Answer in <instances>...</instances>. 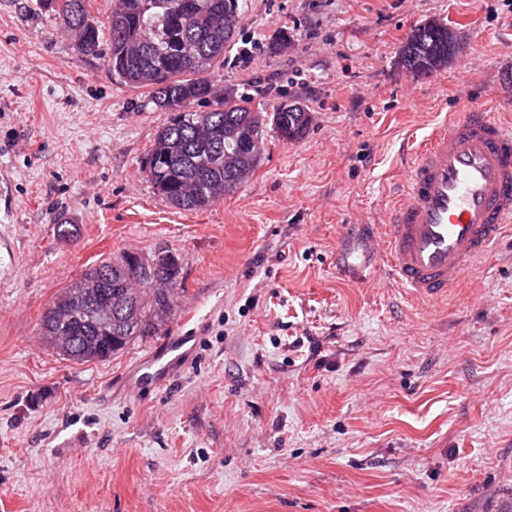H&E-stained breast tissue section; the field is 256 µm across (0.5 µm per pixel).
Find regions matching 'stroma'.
Returning <instances> with one entry per match:
<instances>
[{"label": "stroma", "mask_w": 512, "mask_h": 512, "mask_svg": "<svg viewBox=\"0 0 512 512\" xmlns=\"http://www.w3.org/2000/svg\"><path fill=\"white\" fill-rule=\"evenodd\" d=\"M239 9L260 44L216 92L311 122L266 131L252 176L190 212L142 173L169 118L147 89L41 0H0V512H512V231L436 302L338 268L397 201L407 142L464 97L512 114V0ZM430 20L463 49L423 77L398 55ZM161 248L184 283L165 331L84 364L44 342L85 269ZM188 332L169 382L126 383ZM308 111L296 103H281L271 113L272 129L282 142H294L307 132L310 120Z\"/></svg>", "instance_id": "35a3bbf8"}]
</instances>
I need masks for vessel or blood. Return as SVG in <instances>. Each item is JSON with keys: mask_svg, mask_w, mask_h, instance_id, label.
<instances>
[{"mask_svg": "<svg viewBox=\"0 0 512 512\" xmlns=\"http://www.w3.org/2000/svg\"><path fill=\"white\" fill-rule=\"evenodd\" d=\"M512 226V125L489 110L453 113L412 152L402 201L363 251L383 256L387 275L411 295L447 298L469 268L489 255ZM186 353L169 343L156 357L160 373Z\"/></svg>", "mask_w": 512, "mask_h": 512, "instance_id": "b4317fda", "label": "vessel or blood"}]
</instances>
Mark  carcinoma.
Returning a JSON list of instances; mask_svg holds the SVG:
<instances>
[{"instance_id": "carcinoma-1", "label": "carcinoma", "mask_w": 512, "mask_h": 512, "mask_svg": "<svg viewBox=\"0 0 512 512\" xmlns=\"http://www.w3.org/2000/svg\"><path fill=\"white\" fill-rule=\"evenodd\" d=\"M58 13L73 33L75 48L99 55L108 42L112 73L133 88L150 90V102L170 113L157 132L143 172L154 191L172 206L205 210L235 191L251 170L243 156L258 152L270 124L279 140L294 142L307 132L308 111L282 103L271 119L233 98L210 100V74L224 67L239 23L224 27V16L239 18L238 0H118L105 21L96 20L88 0H58ZM404 66L429 76L448 64V26L426 22L413 27L400 51ZM162 72L161 81L153 75ZM211 101V109L193 105ZM148 258L124 253L89 267L63 289L41 317L40 333L50 347L69 337L63 358L76 363L104 360L93 337L112 333L115 355L132 342L157 335L158 308L173 314V300L154 288L158 275Z\"/></svg>"}]
</instances>
